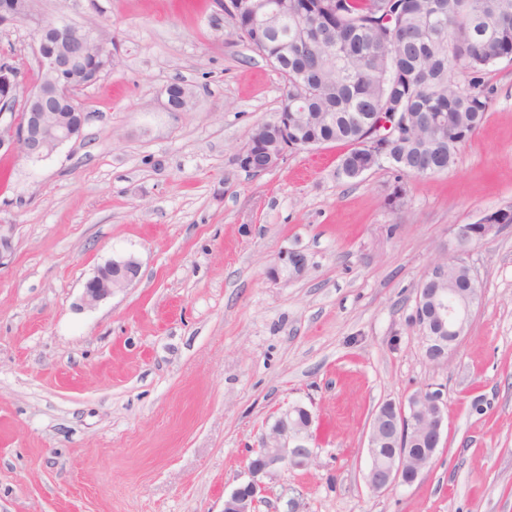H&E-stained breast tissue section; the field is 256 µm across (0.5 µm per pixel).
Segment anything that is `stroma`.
<instances>
[{
	"label": "stroma",
	"instance_id": "35a3bbf8",
	"mask_svg": "<svg viewBox=\"0 0 512 512\" xmlns=\"http://www.w3.org/2000/svg\"><path fill=\"white\" fill-rule=\"evenodd\" d=\"M37 8L107 28L119 64L80 92L81 139L36 164L0 155V224L16 227L0 266V512H222L294 404L324 425L315 457L265 477L257 512H512V224L464 255L481 300L446 362L414 322L456 225L512 206V62L487 71L486 122L447 173L384 163L350 179L335 143L255 176L236 156L281 111L284 80L217 0ZM178 81L198 100L166 111ZM117 255L138 281L81 307ZM428 387L446 402L436 455L373 492L375 410Z\"/></svg>",
	"mask_w": 512,
	"mask_h": 512
}]
</instances>
